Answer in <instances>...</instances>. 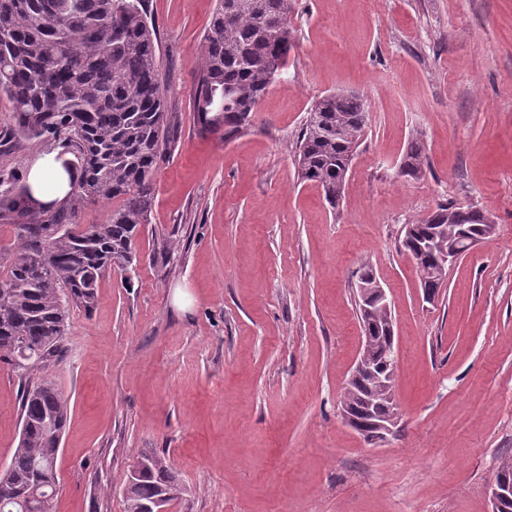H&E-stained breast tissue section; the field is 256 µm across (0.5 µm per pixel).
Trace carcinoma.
<instances>
[{"label": "carcinoma", "instance_id": "1", "mask_svg": "<svg viewBox=\"0 0 512 512\" xmlns=\"http://www.w3.org/2000/svg\"><path fill=\"white\" fill-rule=\"evenodd\" d=\"M143 0H0V102L12 112V132L43 144L60 141L75 150L66 167L71 191L63 203L33 196L26 176L0 173V223L14 238L0 270V353L23 371L41 366L61 350L68 333L67 306L89 311L98 280L127 271L134 241L148 223L155 172L170 143V115L155 30ZM291 0H219L204 36L203 65L192 105L200 128L231 139L251 125L252 113L273 85L293 44ZM279 27V37L270 29ZM366 103L354 93H332L312 105L296 151L301 178L319 183L336 208L345 179L343 157L358 149L366 128ZM424 145L412 140L401 175L424 174ZM116 200L102 224L81 223L92 201ZM404 251L436 227L447 239L490 237V217L453 203L411 223ZM365 331L376 372L395 366L394 341L384 310L372 307ZM340 403L367 421L389 402L374 375L348 382ZM69 420V402L42 379L22 396L17 448L0 472V512H43L57 493V459ZM183 494L166 459L143 453L123 489L126 512H148L157 499Z\"/></svg>", "mask_w": 512, "mask_h": 512}]
</instances>
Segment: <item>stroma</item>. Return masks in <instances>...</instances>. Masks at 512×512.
Here are the masks:
<instances>
[{
	"instance_id": "obj_1",
	"label": "stroma",
	"mask_w": 512,
	"mask_h": 512,
	"mask_svg": "<svg viewBox=\"0 0 512 512\" xmlns=\"http://www.w3.org/2000/svg\"><path fill=\"white\" fill-rule=\"evenodd\" d=\"M166 109L178 117L132 271L69 309L61 358L22 375L0 356V468L21 395L69 401L52 512H126L145 451L184 493L170 512H491L512 457V0H292L294 43L251 127L202 131L191 89L217 0H144ZM353 92L365 136L339 208L301 180L295 144L321 96ZM0 172L40 147L10 132ZM426 146L423 178L399 165ZM451 202L496 229L448 268L435 303L405 226ZM391 303L399 421L372 445L339 395L364 341L362 267Z\"/></svg>"
}]
</instances>
